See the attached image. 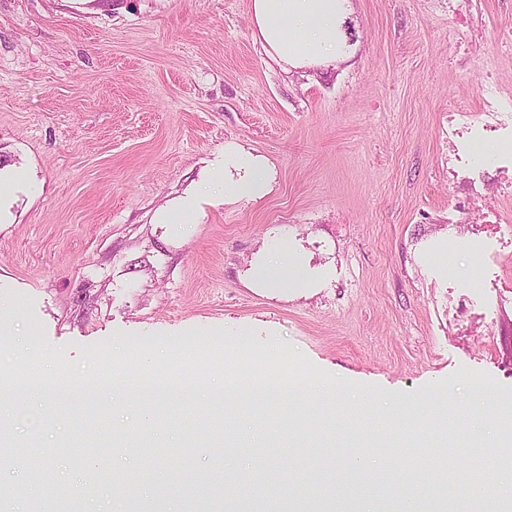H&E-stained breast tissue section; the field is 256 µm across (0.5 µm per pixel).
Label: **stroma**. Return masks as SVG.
I'll return each mask as SVG.
<instances>
[{
  "instance_id": "stroma-1",
  "label": "stroma",
  "mask_w": 512,
  "mask_h": 512,
  "mask_svg": "<svg viewBox=\"0 0 512 512\" xmlns=\"http://www.w3.org/2000/svg\"><path fill=\"white\" fill-rule=\"evenodd\" d=\"M248 2L0 0V156L33 178L0 194V359L30 336L74 364L101 345L198 350L243 332L378 403L260 404L226 451L229 417L201 389L54 391L12 414L0 512H28L20 444L83 512H124L134 471L163 512H287L345 498L340 458L360 446L371 486L403 498L435 491L444 445L512 431V223L464 222L448 183L449 103L477 105L490 63L512 92V0H466L470 28L448 0H351L350 57L287 73L254 40ZM228 140L275 162L274 192L170 243L155 210ZM274 230L314 288L245 286ZM119 434L144 451L114 449ZM412 445L417 471L400 454Z\"/></svg>"
}]
</instances>
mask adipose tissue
I'll return each mask as SVG.
<instances>
[{
  "mask_svg": "<svg viewBox=\"0 0 512 512\" xmlns=\"http://www.w3.org/2000/svg\"><path fill=\"white\" fill-rule=\"evenodd\" d=\"M350 0H249L252 35L283 70L312 69L346 56L352 47L345 25ZM275 189V169L257 150L229 141L198 183L171 199L153 221L179 236L210 207L256 204ZM253 285L271 292L313 287L300 259L268 243L246 272Z\"/></svg>",
  "mask_w": 512,
  "mask_h": 512,
  "instance_id": "adipose-tissue-1",
  "label": "adipose tissue"
}]
</instances>
